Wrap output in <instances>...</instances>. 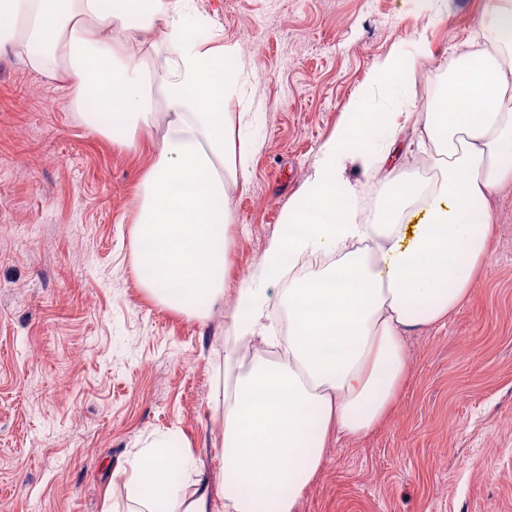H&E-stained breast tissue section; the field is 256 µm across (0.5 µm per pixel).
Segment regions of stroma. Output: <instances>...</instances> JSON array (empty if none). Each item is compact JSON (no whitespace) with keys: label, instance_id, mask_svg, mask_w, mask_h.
<instances>
[{"label":"stroma","instance_id":"stroma-1","mask_svg":"<svg viewBox=\"0 0 512 512\" xmlns=\"http://www.w3.org/2000/svg\"><path fill=\"white\" fill-rule=\"evenodd\" d=\"M485 0H195L250 73L263 150L231 192L224 308L201 321L139 286L131 250L146 152L88 128L60 84L0 49V512H118L127 460L176 433L213 481L225 316L374 63L411 59L374 106L425 111L434 75L477 37ZM445 327L408 337V378L368 436L329 444L298 512H512V186Z\"/></svg>","mask_w":512,"mask_h":512}]
</instances>
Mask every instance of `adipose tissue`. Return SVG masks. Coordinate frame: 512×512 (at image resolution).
<instances>
[{
  "label": "adipose tissue",
  "mask_w": 512,
  "mask_h": 512,
  "mask_svg": "<svg viewBox=\"0 0 512 512\" xmlns=\"http://www.w3.org/2000/svg\"><path fill=\"white\" fill-rule=\"evenodd\" d=\"M0 0V47L66 82L76 111L95 101L111 125L95 131L151 153L134 217L140 285L159 303L199 318L224 303L231 187L246 184L264 147H235L230 116L249 78L227 69L237 43L197 35L209 21L194 0ZM484 47L449 58L438 98L423 112L373 109L397 86L406 58L380 59L319 148L278 233L236 285L231 327L264 353L229 359L224 424L215 447L225 512H297L329 439L367 436L407 379L406 339L445 324L472 293L489 252L490 198L512 185V0H486ZM429 165L414 179L390 166L406 133ZM381 169L380 205L363 215L344 171ZM288 315L287 335L273 316ZM172 437L128 462L125 488L139 512H212L208 478ZM191 482V494L180 490Z\"/></svg>",
  "instance_id": "1"
}]
</instances>
